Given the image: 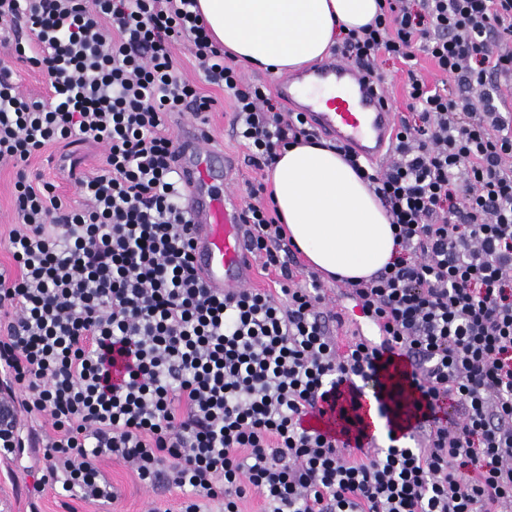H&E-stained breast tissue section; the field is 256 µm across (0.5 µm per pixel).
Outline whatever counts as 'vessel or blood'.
I'll return each instance as SVG.
<instances>
[{"label":"vessel or blood","instance_id":"1","mask_svg":"<svg viewBox=\"0 0 512 512\" xmlns=\"http://www.w3.org/2000/svg\"><path fill=\"white\" fill-rule=\"evenodd\" d=\"M311 86L329 87L327 103L307 95ZM274 92L290 111L301 113L311 126L350 146L370 161L381 159L391 139L394 114L385 89L366 80L353 63L334 58L314 70L276 81ZM176 165L185 190L191 222L193 264L206 287L234 293L252 278L249 227L242 207L227 187L231 166L212 147L206 128L189 116L177 123Z\"/></svg>","mask_w":512,"mask_h":512}]
</instances>
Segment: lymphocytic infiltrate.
<instances>
[{
  "mask_svg": "<svg viewBox=\"0 0 512 512\" xmlns=\"http://www.w3.org/2000/svg\"><path fill=\"white\" fill-rule=\"evenodd\" d=\"M21 29L0 57V166L16 171L19 222L0 265V374L22 412L47 416L36 490L112 502L102 464L168 480L201 512H500L512 503V119L489 80L512 77V0H380L374 21L342 33L339 52L374 77L406 66L409 117L385 167L344 156L384 207L394 262L343 295L376 329L344 325L316 272L294 253L264 183L243 206L270 288L218 295L193 271L189 209L168 127L207 121L173 53L185 46L233 102L235 134L258 169L317 134L245 81L210 38L197 0H0ZM425 54L442 74L413 67ZM45 74L23 94L12 61ZM54 143L95 144L102 165L71 204L33 180ZM378 378L409 445L379 448L363 422L361 383Z\"/></svg>",
  "mask_w": 512,
  "mask_h": 512,
  "instance_id": "obj_1",
  "label": "lymphocytic infiltrate"
}]
</instances>
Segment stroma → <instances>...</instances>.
Here are the masks:
<instances>
[{
	"instance_id": "stroma-1",
	"label": "stroma",
	"mask_w": 512,
	"mask_h": 512,
	"mask_svg": "<svg viewBox=\"0 0 512 512\" xmlns=\"http://www.w3.org/2000/svg\"><path fill=\"white\" fill-rule=\"evenodd\" d=\"M176 58L182 72L197 81L201 93L215 99L216 105L208 117L207 130L211 141L224 153L233 156L238 166L234 172V186L238 196H245L250 183L258 179V171L250 165L247 151L236 137L232 124L233 103L221 87L198 77L193 58L184 47H177ZM105 151L99 145H73L62 143L49 145L43 153L34 157L30 172L54 183L58 193L71 203H79L75 186L76 175L93 171L104 160ZM16 171L0 167V264L10 262L5 247L8 232L17 224L14 201ZM46 429L45 419L34 416L24 421L22 437L24 448L20 455L0 460V512H179L183 495L175 486L160 482L148 487L124 464L106 461V473L115 487L116 499L109 507L84 503L71 499L54 490H45L39 502H32L31 490L42 475V447L38 436Z\"/></svg>"
}]
</instances>
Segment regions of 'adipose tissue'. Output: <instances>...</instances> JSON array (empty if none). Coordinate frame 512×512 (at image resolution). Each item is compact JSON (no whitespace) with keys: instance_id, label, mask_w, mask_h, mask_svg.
Masks as SVG:
<instances>
[{"instance_id":"adipose-tissue-1","label":"adipose tissue","mask_w":512,"mask_h":512,"mask_svg":"<svg viewBox=\"0 0 512 512\" xmlns=\"http://www.w3.org/2000/svg\"><path fill=\"white\" fill-rule=\"evenodd\" d=\"M214 40L237 60L277 73L320 62L341 31L370 23L377 0H198ZM286 233L325 277L367 278L396 255L386 211L328 143L281 151L268 171Z\"/></svg>"}]
</instances>
